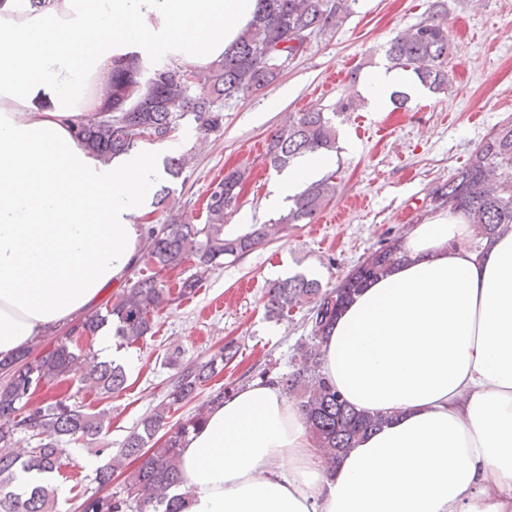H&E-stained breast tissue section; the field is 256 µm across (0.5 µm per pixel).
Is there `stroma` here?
I'll return each instance as SVG.
<instances>
[{
    "instance_id": "35a3bbf8",
    "label": "stroma",
    "mask_w": 512,
    "mask_h": 512,
    "mask_svg": "<svg viewBox=\"0 0 512 512\" xmlns=\"http://www.w3.org/2000/svg\"><path fill=\"white\" fill-rule=\"evenodd\" d=\"M434 0H357L352 14L333 33L311 41L271 87L224 105L221 131L200 132L184 121L176 141L158 161L190 154L180 178L163 184L177 212L198 216L210 182L232 167L248 169L241 205L229 219L227 236L254 224H271L289 201L266 208L280 178L266 167L265 141L288 114L331 108L358 93L364 78L388 68V42L400 31L426 21ZM451 96L427 89L411 94L407 108L383 110L361 101L358 110L337 117V192L310 224H292L265 244L205 274L193 262L162 273L165 287L178 288L198 275L193 295L170 302L146 341L115 350L134 361L125 389L111 398L66 381L59 391L87 410L110 408L107 436L120 448L129 431L163 400L180 365L210 358L233 345L236 357L204 385L193 402L173 412L171 422L194 413L217 393H232L257 379L287 374L297 343L309 333L301 312L274 321L265 316L268 289L302 274L334 288L344 275L389 237L409 233L437 206L435 187L448 180L494 128L512 122V0H447Z\"/></svg>"
}]
</instances>
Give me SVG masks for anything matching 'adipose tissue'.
<instances>
[{"label":"adipose tissue","instance_id":"adipose-tissue-1","mask_svg":"<svg viewBox=\"0 0 512 512\" xmlns=\"http://www.w3.org/2000/svg\"><path fill=\"white\" fill-rule=\"evenodd\" d=\"M258 0H0V359L100 302L130 271L164 172L147 148L103 161L76 120L115 61H220ZM334 157L292 166L293 196ZM450 212L339 313L321 372L388 415L328 468L293 403L255 380L184 443V512H512V228L471 247Z\"/></svg>","mask_w":512,"mask_h":512}]
</instances>
